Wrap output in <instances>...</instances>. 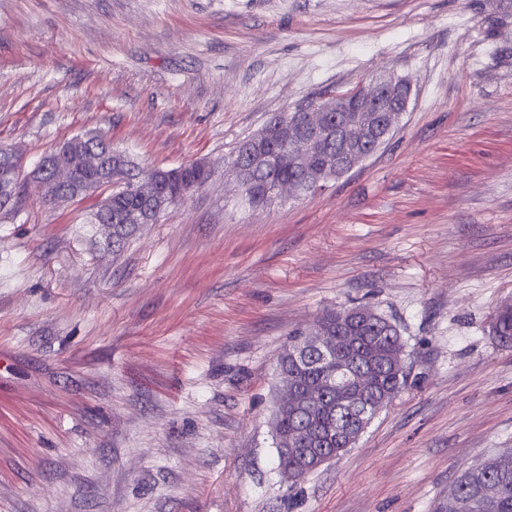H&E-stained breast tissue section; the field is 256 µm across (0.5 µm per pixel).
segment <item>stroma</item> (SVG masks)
Here are the masks:
<instances>
[{
    "label": "stroma",
    "mask_w": 512,
    "mask_h": 512,
    "mask_svg": "<svg viewBox=\"0 0 512 512\" xmlns=\"http://www.w3.org/2000/svg\"><path fill=\"white\" fill-rule=\"evenodd\" d=\"M408 79L392 138L327 187L253 207L230 155L273 116ZM107 133L208 183L120 256L93 194L31 173ZM0 512H436L512 451V0H0ZM371 305L406 389L298 485L271 411L289 335ZM20 167L21 159L20 156H18L16 153H13L8 164L0 167V194L2 193L4 195L13 190ZM20 177L21 175L19 174L17 178V190L13 195L12 200L8 203L6 202V205L0 202V210L8 205L9 207L6 209V211L11 210L18 203L24 191V185L22 184L20 187ZM490 331L504 345H512V302H504L497 308Z\"/></svg>",
    "instance_id": "stroma-1"
}]
</instances>
